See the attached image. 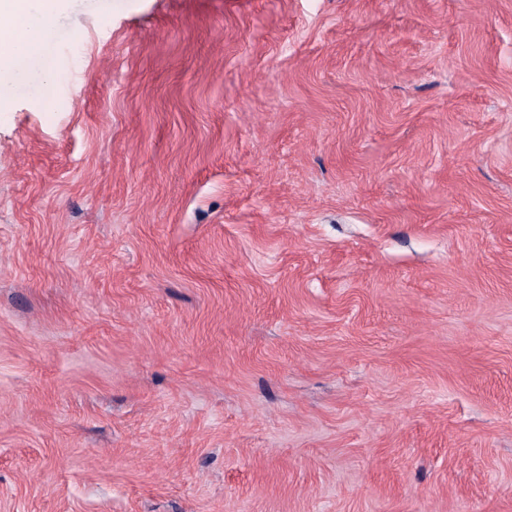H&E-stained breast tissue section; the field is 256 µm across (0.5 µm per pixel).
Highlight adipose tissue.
I'll list each match as a JSON object with an SVG mask.
<instances>
[{"instance_id": "1", "label": "adipose tissue", "mask_w": 512, "mask_h": 512, "mask_svg": "<svg viewBox=\"0 0 512 512\" xmlns=\"http://www.w3.org/2000/svg\"><path fill=\"white\" fill-rule=\"evenodd\" d=\"M59 0H0V112L13 100V88L32 83L34 71L46 70L56 33Z\"/></svg>"}]
</instances>
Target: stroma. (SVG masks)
Wrapping results in <instances>:
<instances>
[{"mask_svg":"<svg viewBox=\"0 0 512 512\" xmlns=\"http://www.w3.org/2000/svg\"><path fill=\"white\" fill-rule=\"evenodd\" d=\"M0 112V512H512V0H65Z\"/></svg>","mask_w":512,"mask_h":512,"instance_id":"obj_1","label":"stroma"}]
</instances>
